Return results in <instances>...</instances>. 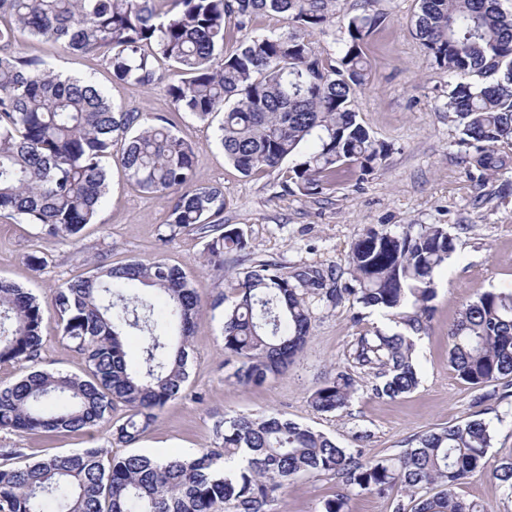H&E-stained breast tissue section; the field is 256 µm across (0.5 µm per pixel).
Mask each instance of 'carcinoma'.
Instances as JSON below:
<instances>
[{"mask_svg":"<svg viewBox=\"0 0 512 512\" xmlns=\"http://www.w3.org/2000/svg\"><path fill=\"white\" fill-rule=\"evenodd\" d=\"M332 0H0V214L40 227L53 238L76 236L92 223L106 194L104 161L122 146L120 165L142 192L172 197L160 233L185 229L206 238L207 263L224 268V252L249 265L225 276L234 299L224 307V352L236 362L241 386H260L303 351L311 329L308 299L336 305L348 297L411 331H377L355 338L351 364L310 395L311 407L335 413L349 406L370 378L375 397L396 398L420 383L415 358L437 296L435 275L455 251L441 224L408 226L400 234L367 228L340 271L291 273L250 259L244 234L224 223V188L196 181L197 146L168 116L114 106L91 79L40 70L15 48L28 34L84 54H100L112 78L151 85L165 62L167 92L177 112L209 126L224 157L243 175L290 160L285 195H318L350 171L361 181L388 157L390 144L370 133L351 108L369 76L367 38L377 15L347 18V39L336 57L318 54L297 32L257 34L259 15H275L304 31L323 26ZM240 37L226 45V22ZM412 33L433 65L473 83L448 90V121L473 149L468 166L495 171L512 145V13L499 0H418ZM348 283L338 286L342 275ZM162 298L161 310L139 288ZM59 336L85 363V374L38 364L44 310L36 296L0 279V363L25 367L0 388V431L14 434L88 430L124 411L115 439L132 445L189 378L190 338L202 304L178 266L162 258L121 265L98 262L85 278L53 291ZM135 336L140 358L126 360L124 340ZM448 362L457 377L500 398L512 386V291L476 294L448 329ZM220 447L159 462L131 453L105 459L100 448L43 457L25 466L19 448L0 449V512H276L288 484L303 476H333L339 490L322 512H344L348 497H406L393 512H487L455 488L483 468L493 429L473 418L425 432L394 458H363L359 448L283 415H235L218 424ZM495 478L512 491V456Z\"/></svg>","mask_w":512,"mask_h":512,"instance_id":"1","label":"carcinoma"}]
</instances>
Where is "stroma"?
Here are the masks:
<instances>
[{"instance_id":"obj_1","label":"stroma","mask_w":512,"mask_h":512,"mask_svg":"<svg viewBox=\"0 0 512 512\" xmlns=\"http://www.w3.org/2000/svg\"><path fill=\"white\" fill-rule=\"evenodd\" d=\"M416 0H339L336 15L309 38L322 55L338 53L347 17L383 16L369 37L371 71L352 107L359 121L391 146L383 165L364 180L342 178L318 195H282L281 170L250 177L225 160L214 130L187 112L175 111L167 95L168 76L143 87L113 80L102 56L80 54L63 45L19 36L22 55L41 66L71 76L91 77L116 105L170 115L176 132L198 147L197 183L224 188V221L239 228L255 260L274 259L295 269L305 265L344 267L349 246L370 224L398 232L409 224H444L456 250L435 276L436 311L419 340L416 359L421 382L411 394L390 399L359 391L346 411L321 414L309 404L312 391L332 368L348 365L356 336L382 330L404 331L400 319L383 316L351 300L330 305L311 300V336L288 368L259 387H243L230 377L224 354V273L240 268L236 252L224 255L223 270L209 266L204 239L185 230L168 241L159 238L170 200L142 193L129 183L117 159H109L108 192L94 223L85 225L77 244L43 236L32 224L0 218V278L15 282L50 304L58 284L86 276L91 263L118 265L132 259L162 257L179 266L197 288L203 313L190 340L193 364L182 393L160 410L141 440L125 447L114 441L115 419L89 431L16 436L0 434V448L22 449L26 460L69 454L87 448L110 456L128 452L158 460L189 456L219 444L216 426L224 415L282 413L344 445L360 444L367 459L399 455L410 439L475 416L489 421L495 440L485 467L457 488L464 501L487 505L491 512H512V492L493 476L499 460L512 455V395L481 401L478 390L458 380L448 363V327L463 305L484 290H512V148L490 174L466 168V152L444 104L447 73L434 68L411 30ZM44 259L43 267L30 256ZM41 366L81 371V357L57 334L52 314H45ZM331 476L302 478L288 488L279 512H320L335 494Z\"/></svg>"}]
</instances>
